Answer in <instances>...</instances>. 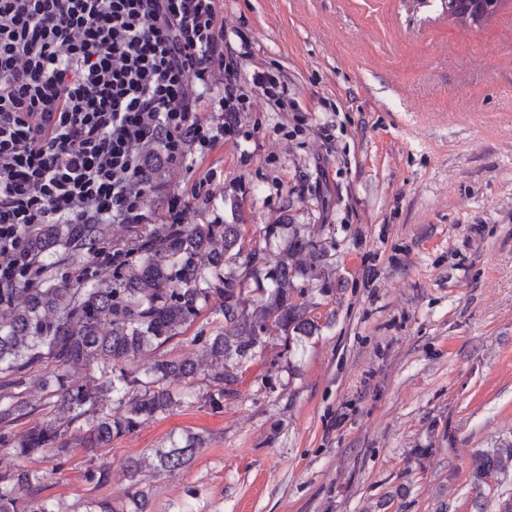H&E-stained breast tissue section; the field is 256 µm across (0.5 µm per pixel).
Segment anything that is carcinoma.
I'll return each mask as SVG.
<instances>
[{
	"mask_svg": "<svg viewBox=\"0 0 512 512\" xmlns=\"http://www.w3.org/2000/svg\"><path fill=\"white\" fill-rule=\"evenodd\" d=\"M109 244L105 224H46L28 244L37 264L28 279L15 288H0V446L10 445L17 456L35 459L51 452L63 465L76 447L88 454L85 478L97 487L111 481L109 466L96 450L134 430L144 420L181 405V391L195 386L201 365L191 358H162L152 378L140 377L136 366L148 346L164 347L218 301L224 328L214 336L198 335L204 356L215 364L204 374L215 392L198 396L220 407L235 394L246 363L268 347L287 346L297 336H312L318 316L299 300L303 290L294 287L295 266L283 260L266 269L263 247L246 239L243 224H179L160 232L140 233L124 248L126 261L112 268V285L84 287V278L63 288L49 285L54 267L68 278L84 267L90 252ZM64 253L54 262L46 254L55 246ZM308 251L316 260L325 247L295 239L292 251ZM232 267L231 273L224 268ZM271 281V288L260 279ZM257 285L262 315L247 311L243 294L248 281ZM91 362L110 367V377L96 386L73 379V372ZM45 371L42 401L26 400L29 378ZM117 393L112 400L124 409L121 418L99 408L97 395ZM89 423L82 437L70 435L80 420ZM190 436L181 445L156 452V469L175 473L188 468L199 453ZM512 468V445L485 454L476 461L475 479L492 470ZM140 463L129 466L131 500L136 512H149L145 492L139 487ZM44 483L36 470L6 468L0 471V512H56L42 497Z\"/></svg>",
	"mask_w": 512,
	"mask_h": 512,
	"instance_id": "cac0c4a2",
	"label": "carcinoma"
}]
</instances>
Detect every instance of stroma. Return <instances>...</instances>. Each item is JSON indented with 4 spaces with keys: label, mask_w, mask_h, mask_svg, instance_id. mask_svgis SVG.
I'll return each instance as SVG.
<instances>
[{
    "label": "stroma",
    "mask_w": 512,
    "mask_h": 512,
    "mask_svg": "<svg viewBox=\"0 0 512 512\" xmlns=\"http://www.w3.org/2000/svg\"><path fill=\"white\" fill-rule=\"evenodd\" d=\"M245 72H284L301 111L255 100L211 158L215 209L238 215L269 264L291 258L320 328L249 363L221 407L143 421L100 455L46 456L56 512L129 503L142 463L151 512H504L512 470L473 475L512 443V0L478 25L443 0H224ZM329 124L330 139L320 137ZM298 238L325 257L289 254ZM215 306L158 355L198 354ZM202 447L174 474L155 453Z\"/></svg>",
    "instance_id": "1"
}]
</instances>
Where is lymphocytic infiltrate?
Instances as JSON below:
<instances>
[{
  "label": "lymphocytic infiltrate",
  "mask_w": 512,
  "mask_h": 512,
  "mask_svg": "<svg viewBox=\"0 0 512 512\" xmlns=\"http://www.w3.org/2000/svg\"><path fill=\"white\" fill-rule=\"evenodd\" d=\"M224 0H0V288L44 224H184L210 205L166 175L235 138L253 97L301 106L279 73H241Z\"/></svg>",
  "instance_id": "1"
}]
</instances>
